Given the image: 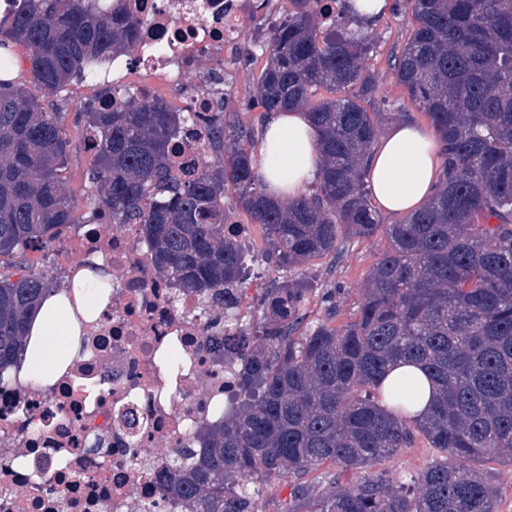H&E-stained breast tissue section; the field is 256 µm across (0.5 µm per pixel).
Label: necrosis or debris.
<instances>
[{
    "instance_id": "1",
    "label": "necrosis or debris",
    "mask_w": 512,
    "mask_h": 512,
    "mask_svg": "<svg viewBox=\"0 0 512 512\" xmlns=\"http://www.w3.org/2000/svg\"><path fill=\"white\" fill-rule=\"evenodd\" d=\"M278 13L257 0H127L134 53L112 68L165 75L184 113L178 175L212 156L222 103L208 79L234 82L252 17L272 26ZM57 255L104 261L112 291L54 386L0 373V512H145L154 502L186 512L181 499H162L160 479L188 437L222 416L234 387L215 373L218 310L157 274L137 225L109 235L80 225Z\"/></svg>"
}]
</instances>
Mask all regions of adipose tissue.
<instances>
[{
    "mask_svg": "<svg viewBox=\"0 0 512 512\" xmlns=\"http://www.w3.org/2000/svg\"><path fill=\"white\" fill-rule=\"evenodd\" d=\"M320 133L306 112L292 108L267 113L258 139L256 173L268 194L285 201L303 193L321 167ZM441 158L436 136L410 121L389 124L372 147L365 181L386 214L419 209L437 188ZM107 266L71 267L62 289L46 294L27 315V344L21 376L41 387L53 385L82 350L85 328L106 306L97 283H111Z\"/></svg>",
    "mask_w": 512,
    "mask_h": 512,
    "instance_id": "ef3b65f1",
    "label": "adipose tissue"
}]
</instances>
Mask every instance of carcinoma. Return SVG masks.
<instances>
[{"label": "carcinoma", "mask_w": 512, "mask_h": 512, "mask_svg": "<svg viewBox=\"0 0 512 512\" xmlns=\"http://www.w3.org/2000/svg\"><path fill=\"white\" fill-rule=\"evenodd\" d=\"M313 0H289L263 44L249 122L219 113L214 158L192 179L170 171L179 113L159 97L112 87L115 108L87 104L76 122L95 133L96 155L79 207L60 179L64 113L45 108L23 75L0 78V369L16 364L26 314L56 287L22 260L75 224H138L158 274L224 309V366L236 381L224 416L168 467L163 496L188 512H254V495L296 475L289 506L308 500L303 477L331 461L373 467L423 438L445 459L411 484L377 470L316 500L314 512H494L495 491L474 464L512 458V0H410L411 29L396 58L398 82L431 122L442 179L424 208L381 224L362 160L377 141L379 113L365 62L371 30L350 26L351 0L320 32ZM124 0H15L0 20V71L12 46L27 51L34 80L55 91L112 67L134 49ZM329 96L313 99L318 89ZM307 110L321 130L315 192L268 198L249 148L273 109ZM231 188L263 230L261 259L282 279L261 295L259 320L235 319L248 256L224 235ZM388 241L371 268L357 316L312 326L302 314L308 281L286 276L334 251L339 237ZM423 367L437 390L429 413L411 409L419 382L386 386L389 365Z\"/></svg>", "instance_id": "carcinoma-1"}]
</instances>
